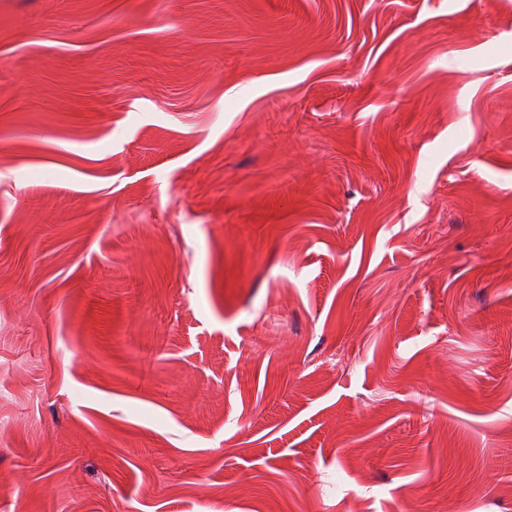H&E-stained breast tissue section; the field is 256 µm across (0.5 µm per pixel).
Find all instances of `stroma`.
<instances>
[{
    "mask_svg": "<svg viewBox=\"0 0 512 512\" xmlns=\"http://www.w3.org/2000/svg\"><path fill=\"white\" fill-rule=\"evenodd\" d=\"M510 475L512 0H0V512Z\"/></svg>",
    "mask_w": 512,
    "mask_h": 512,
    "instance_id": "35a3bbf8",
    "label": "stroma"
}]
</instances>
